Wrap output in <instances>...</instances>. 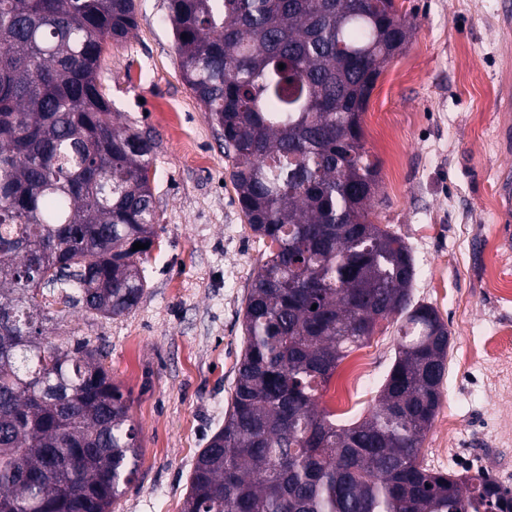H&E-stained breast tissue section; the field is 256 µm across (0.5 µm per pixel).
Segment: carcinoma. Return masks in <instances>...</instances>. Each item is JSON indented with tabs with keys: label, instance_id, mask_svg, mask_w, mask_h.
<instances>
[{
	"label": "carcinoma",
	"instance_id": "1",
	"mask_svg": "<svg viewBox=\"0 0 512 512\" xmlns=\"http://www.w3.org/2000/svg\"><path fill=\"white\" fill-rule=\"evenodd\" d=\"M136 15V0H0V512H110L139 467L102 352L47 336L68 308L121 316L144 294L133 244L152 243L159 140L116 124L99 81ZM166 20L247 224L269 241L224 426L181 512H512L491 476L420 461L448 326L412 300L409 246L368 219L379 170L362 114L414 22L394 0H167ZM393 314L376 403L336 424L319 393Z\"/></svg>",
	"mask_w": 512,
	"mask_h": 512
}]
</instances>
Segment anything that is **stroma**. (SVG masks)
I'll return each mask as SVG.
<instances>
[{
	"instance_id": "1",
	"label": "stroma",
	"mask_w": 512,
	"mask_h": 512,
	"mask_svg": "<svg viewBox=\"0 0 512 512\" xmlns=\"http://www.w3.org/2000/svg\"><path fill=\"white\" fill-rule=\"evenodd\" d=\"M137 26L109 45L100 81L121 123L155 130L149 177L157 214L142 257L147 288L119 317L75 309L52 331L98 347L140 431L141 459L112 512H181L196 458L224 423L243 349L242 308L266 244L246 223L232 161L203 105L180 76L166 0H137ZM415 24L407 49L378 77L362 116L364 147L379 168L369 219L411 248L414 300L450 332V377L422 445L435 471L489 473L512 489V301L486 284L497 265L512 289V250L497 227L495 184L512 169L500 140L512 110V27L501 0H395ZM395 317L378 319L363 349L385 377ZM489 337L485 357L469 358Z\"/></svg>"
}]
</instances>
